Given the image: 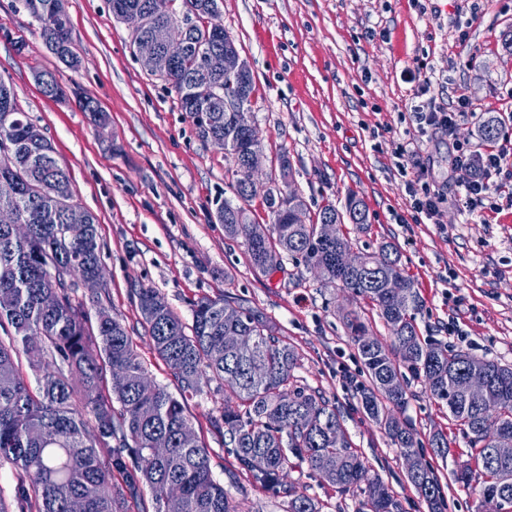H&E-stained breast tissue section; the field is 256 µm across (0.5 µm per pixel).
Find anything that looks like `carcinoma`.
Returning <instances> with one entry per match:
<instances>
[{
    "label": "carcinoma",
    "instance_id": "carcinoma-1",
    "mask_svg": "<svg viewBox=\"0 0 512 512\" xmlns=\"http://www.w3.org/2000/svg\"><path fill=\"white\" fill-rule=\"evenodd\" d=\"M38 25L49 50L74 69L79 60L72 46L69 19L62 0H22ZM119 21L128 25L131 42L152 33L140 17L151 0H109ZM194 18L184 57L159 65L151 73L177 96L182 111L195 120L201 138L238 139L250 114L224 111V97L237 94V85L203 68L207 54L224 49L207 0H182L160 24L165 28ZM42 92L52 98L73 97L79 109L100 124L106 116L93 99L62 80L40 73ZM499 120L489 115L479 125L481 138L498 134ZM0 210L18 223L0 224V466L17 470L12 499L18 512H69L78 500L82 512H237L230 488L245 477L287 504L286 512H322L320 502L299 494L283 482L290 459L307 464L343 492L358 496L355 512H403L400 501L377 475H370L352 447L336 402L300 383L297 349L277 336L258 311L224 298H202L192 304V321L185 323L155 288L135 289L142 324L158 357L167 365L179 394L155 383L139 386L148 374L123 320L110 312L108 295L78 294L79 280L101 262L96 220L70 224L74 200L71 175L54 156L50 140L19 105L13 87L0 78ZM282 205L268 189L245 192L232 184L237 202L224 201L216 219L225 237L242 239L253 270L267 274L285 258H300L322 268L321 282L339 285L374 306L384 319L390 342L367 333L355 314L346 328L356 346L368 383L356 387L363 412L376 422L400 455L406 457L407 478L428 507L444 512L435 472L419 467L418 440L410 424L396 418L390 407L408 402L405 366L423 380L431 395L448 405L451 416L465 427L473 457L484 476L482 495L488 512H512V455L497 458L492 448H512V366L480 360L446 345L422 339L415 313L421 300L414 282L404 274L399 255L385 243L374 252L353 253L354 266L338 263L339 249L351 242L320 239V223L343 217L356 228L367 223L363 201L348 197L344 211L326 205L310 219L303 202L290 203L293 194L285 175ZM261 198L272 221L255 224L250 206ZM391 276L404 284L394 301L384 288ZM57 303L43 305L47 293ZM228 336H251L254 346L240 351L226 343ZM27 356L33 379L19 368ZM484 368L495 385L491 400L498 412L496 428L481 417V406L458 396L454 387ZM231 394L236 406L210 417L213 431L237 462L227 472L229 486L212 473L210 451L198 440L184 397L203 388ZM94 418L97 434L87 430L85 415ZM314 422L303 424L300 415ZM164 440V454L151 453ZM108 448L104 455L101 449ZM153 510H147L143 492Z\"/></svg>",
    "mask_w": 512,
    "mask_h": 512
}]
</instances>
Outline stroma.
I'll return each instance as SVG.
<instances>
[{
  "label": "stroma",
  "instance_id": "1",
  "mask_svg": "<svg viewBox=\"0 0 512 512\" xmlns=\"http://www.w3.org/2000/svg\"><path fill=\"white\" fill-rule=\"evenodd\" d=\"M64 5L82 61L64 77L101 104L106 125H96L75 101L41 93L36 71L61 64L20 0H0V77L69 169L76 202L95 216L112 313L125 322L151 378L173 382L141 324L138 285L159 290L186 321L197 299L233 297L295 346L296 376L336 401L354 448L404 512H428L404 458L357 403L355 387L366 377L342 314L357 311L370 334L388 338L376 309L322 286L300 260L255 273L242 244L225 238L216 219L232 196L229 156L199 136L175 94L142 65L108 0ZM218 20L252 67L251 121L264 167L287 152L292 188L313 216L329 203L344 208L356 192L368 222L342 230L358 251L395 244L422 300L416 314L422 338L512 364V199L496 197L495 209L481 216L463 213L458 200L470 169L456 168L445 180L423 174L430 163L445 164L450 143L419 129L410 111L424 101L465 99L471 114L458 122L453 141L476 152L489 149L478 135L487 114L512 133V53L503 47L512 32V0H222ZM398 142L415 152L404 169L392 155ZM425 185L447 197L433 224L416 223L410 208L409 187ZM407 394L399 417L417 432L445 512H483L482 476L468 485L455 479L471 461L460 423L422 380L408 378ZM186 406L215 476L224 478L236 462L209 423L224 407L223 393L190 397ZM437 431L450 440L448 456L428 445ZM288 480L320 501L323 512H355L356 497L307 465L289 467Z\"/></svg>",
  "mask_w": 512,
  "mask_h": 512
}]
</instances>
